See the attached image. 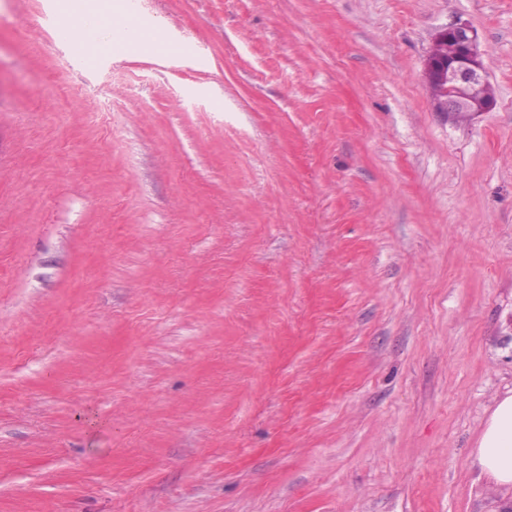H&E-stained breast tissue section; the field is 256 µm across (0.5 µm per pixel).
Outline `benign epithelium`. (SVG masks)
I'll list each match as a JSON object with an SVG mask.
<instances>
[{
  "label": "benign epithelium",
  "instance_id": "benign-epithelium-1",
  "mask_svg": "<svg viewBox=\"0 0 512 512\" xmlns=\"http://www.w3.org/2000/svg\"><path fill=\"white\" fill-rule=\"evenodd\" d=\"M450 40L456 44L452 57H430L426 62V77L438 88L437 111L446 112L450 117L460 111L473 115L491 111L495 100H474L470 95L473 86L486 82L476 30L468 22L456 20L437 31L433 38V42L441 47Z\"/></svg>",
  "mask_w": 512,
  "mask_h": 512
}]
</instances>
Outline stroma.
Here are the masks:
<instances>
[{"instance_id":"obj_1","label":"stroma","mask_w":512,"mask_h":512,"mask_svg":"<svg viewBox=\"0 0 512 512\" xmlns=\"http://www.w3.org/2000/svg\"><path fill=\"white\" fill-rule=\"evenodd\" d=\"M0 0V512H503L512 0ZM478 33L491 111H436ZM66 9L78 16L80 22L67 29L71 42L84 47L93 63L102 55L112 54L115 41L110 35H125L138 27L133 15L126 12L119 0H64ZM88 1H102L93 4ZM114 41V42H113ZM136 49L133 34H128L123 42L114 47L113 54H127ZM448 40L456 44L454 55L449 59L428 57L426 62V77L438 88L435 99L437 111L448 112V117L460 111L473 115L491 111L495 105L494 89L485 79L486 71L476 30L467 21L456 20L437 31L433 38V42L441 47H446ZM478 83L483 85L474 90V97L485 95L492 100L471 98L470 89ZM166 39H168V37L162 29L149 26L148 28H145L141 31L139 44L142 48H148L158 42L163 41L157 44L150 52L154 54V57L160 59H170L172 56L183 52V49L180 45ZM479 468L500 486H512V392L496 405L474 449Z\"/></svg>"}]
</instances>
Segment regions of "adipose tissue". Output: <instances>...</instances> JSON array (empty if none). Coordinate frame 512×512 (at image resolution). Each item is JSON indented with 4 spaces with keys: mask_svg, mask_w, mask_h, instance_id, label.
Returning <instances> with one entry per match:
<instances>
[{
    "mask_svg": "<svg viewBox=\"0 0 512 512\" xmlns=\"http://www.w3.org/2000/svg\"><path fill=\"white\" fill-rule=\"evenodd\" d=\"M67 10L78 16L77 24L68 28L71 42L84 47L90 59L111 53L114 35L136 29L139 44L147 48L164 41L165 32L151 26L138 29L133 15L126 12L121 0H68ZM479 468L501 486H512V393L502 398L485 423L474 449Z\"/></svg>",
    "mask_w": 512,
    "mask_h": 512,
    "instance_id": "obj_1",
    "label": "adipose tissue"
}]
</instances>
